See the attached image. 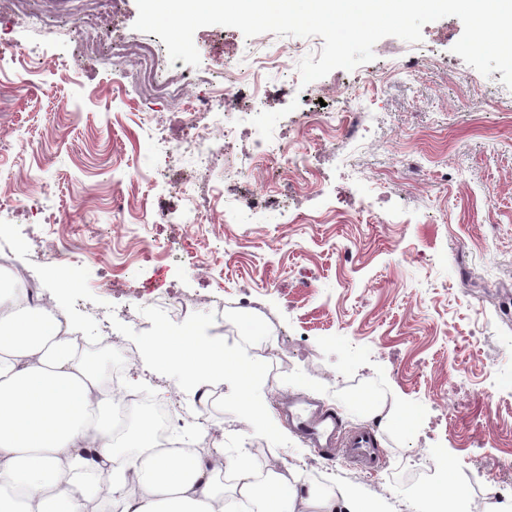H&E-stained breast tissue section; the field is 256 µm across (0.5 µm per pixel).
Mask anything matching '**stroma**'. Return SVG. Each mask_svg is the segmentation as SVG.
<instances>
[{
    "label": "stroma",
    "instance_id": "1",
    "mask_svg": "<svg viewBox=\"0 0 512 512\" xmlns=\"http://www.w3.org/2000/svg\"><path fill=\"white\" fill-rule=\"evenodd\" d=\"M31 9L59 13L54 35L0 23V235L15 247L13 271H29L88 335L107 323L119 362L165 331L223 335L255 382L212 387L201 455L245 448L264 467L297 465L375 512H427L424 489L454 476L473 494L512 482V397L502 391L512 383V89L453 53L458 18L426 24L417 44L383 38L372 62L288 96L238 101L252 123L204 174L160 150L159 130H205L211 117L196 101L223 78L225 47L249 67L251 39L211 25L194 34L199 66L160 53L159 74L188 87L175 100L134 88V59L115 68L87 54L58 0ZM137 15L136 0H120L98 43L142 39ZM22 67L27 81L9 90ZM320 110L335 113V130L300 136L305 113ZM355 117L365 135H350ZM268 130L308 153L284 212L253 224L154 223L157 207L182 209L175 184L212 192ZM39 186L34 202L13 204ZM362 203L377 223L349 217ZM186 250L201 274L181 261ZM167 294L184 310L158 305ZM256 329L283 336L282 348L256 346ZM291 394L336 411L344 431H373L383 459L369 469L324 455L284 415L263 417ZM357 399L395 406L396 422L351 408ZM419 452L432 465L421 479Z\"/></svg>",
    "mask_w": 512,
    "mask_h": 512
}]
</instances>
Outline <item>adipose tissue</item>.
Segmentation results:
<instances>
[{
    "label": "adipose tissue",
    "instance_id": "1",
    "mask_svg": "<svg viewBox=\"0 0 512 512\" xmlns=\"http://www.w3.org/2000/svg\"><path fill=\"white\" fill-rule=\"evenodd\" d=\"M27 293L18 275L0 272V512H370L346 488L309 485L296 468H254L243 448L208 462L160 450L142 418L115 432L122 399L106 367L90 365L83 327L64 310L29 305ZM164 365L195 396L229 371L216 335L148 342L141 372Z\"/></svg>",
    "mask_w": 512,
    "mask_h": 512
}]
</instances>
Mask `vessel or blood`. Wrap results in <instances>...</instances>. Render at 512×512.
<instances>
[{
  "label": "vessel or blood",
  "mask_w": 512,
  "mask_h": 512,
  "mask_svg": "<svg viewBox=\"0 0 512 512\" xmlns=\"http://www.w3.org/2000/svg\"><path fill=\"white\" fill-rule=\"evenodd\" d=\"M284 412L289 423L312 447L322 452L342 449L350 458L374 466L382 455L373 433L360 430L341 435L340 423L332 412L316 408L303 398L291 400Z\"/></svg>",
  "instance_id": "b4317fda"
}]
</instances>
